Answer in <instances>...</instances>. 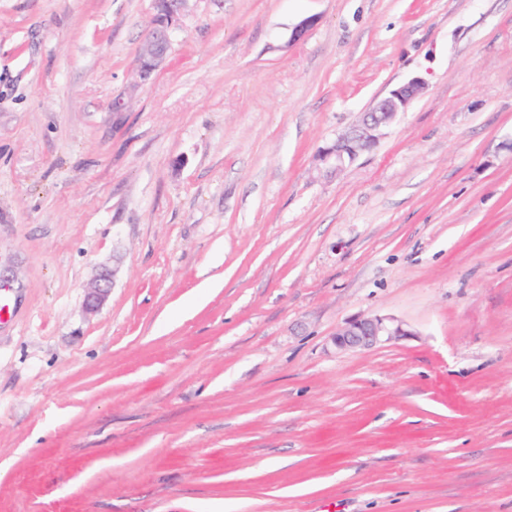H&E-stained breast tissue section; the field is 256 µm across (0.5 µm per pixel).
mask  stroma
<instances>
[{
  "label": "stroma",
  "instance_id": "obj_1",
  "mask_svg": "<svg viewBox=\"0 0 512 512\" xmlns=\"http://www.w3.org/2000/svg\"><path fill=\"white\" fill-rule=\"evenodd\" d=\"M152 13L0 0V512H512V0ZM190 0H166L161 13L153 15L150 33L137 59L136 71L140 81H146L165 62L170 36L178 25ZM425 81L414 77L376 100L360 120L320 153V160L336 172L354 162L362 153L373 148L384 129L400 112L407 109L423 94ZM112 287V276L110 273H102L98 282L90 288L86 295L85 305L89 311H98L106 301ZM402 324L391 317L354 318L336 330L331 344L337 351H358L406 336Z\"/></svg>",
  "mask_w": 512,
  "mask_h": 512
}]
</instances>
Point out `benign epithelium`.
Masks as SVG:
<instances>
[{
    "label": "benign epithelium",
    "instance_id": "obj_1",
    "mask_svg": "<svg viewBox=\"0 0 512 512\" xmlns=\"http://www.w3.org/2000/svg\"><path fill=\"white\" fill-rule=\"evenodd\" d=\"M189 0H165L162 12L153 15L150 33L137 59L136 71L140 80L149 79L165 62L170 36L185 12ZM425 81L414 77L376 100L368 112L329 146L323 148L320 160L336 171L354 162L362 153L373 148L384 129L397 115L407 109L423 94ZM112 287V276L105 272L86 295V308L98 311ZM408 335L402 324L391 317L354 318L336 330L331 338L338 351H358L372 348L382 342Z\"/></svg>",
    "mask_w": 512,
    "mask_h": 512
}]
</instances>
